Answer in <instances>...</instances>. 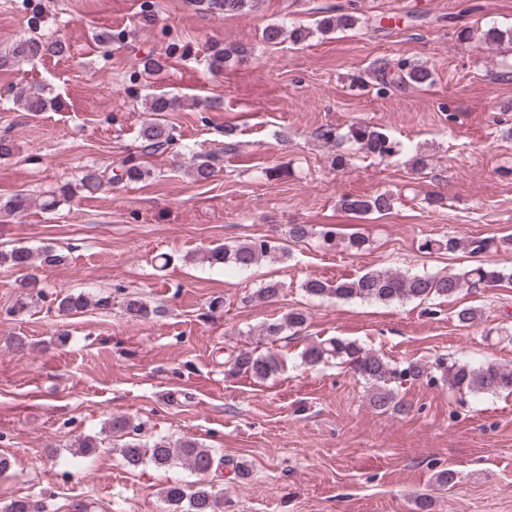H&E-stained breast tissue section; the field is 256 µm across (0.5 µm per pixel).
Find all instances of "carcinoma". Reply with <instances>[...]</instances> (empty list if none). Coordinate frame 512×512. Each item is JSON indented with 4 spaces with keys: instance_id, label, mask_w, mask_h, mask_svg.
Here are the masks:
<instances>
[{
    "instance_id": "obj_1",
    "label": "carcinoma",
    "mask_w": 512,
    "mask_h": 512,
    "mask_svg": "<svg viewBox=\"0 0 512 512\" xmlns=\"http://www.w3.org/2000/svg\"><path fill=\"white\" fill-rule=\"evenodd\" d=\"M208 10L216 15L244 13L255 10L260 0H206ZM359 23V17L353 12L342 11L325 15L317 22V30L326 34L337 29H351ZM312 31L304 26L286 29L279 22L266 25L261 32V40L266 44H279L288 37L295 44L305 42ZM65 45L60 42L43 43L35 38L21 37L5 54H0V68H7L20 61L32 60L46 54H62ZM211 68L220 72L224 63L231 59L245 58L249 50L244 46L225 47L213 42L208 45ZM378 93L382 94L391 86H424L433 83L432 71L419 64L402 60L396 64L380 58L372 67ZM18 106L25 112H45L56 107V99L49 98L44 91L36 87H20L14 95ZM179 106V100L167 94L153 96L147 103V111L160 114L170 112ZM317 137L335 148L333 164L337 168L348 167L359 152L364 156L380 160L390 159L403 151V145L368 123H354L344 134L331 129H323ZM177 139L175 129L160 121L148 120L140 129L141 153L162 154ZM219 164V156L196 155L192 159L190 173L199 183L209 181ZM150 176V169L144 167L137 158L129 155L118 166V172L111 174L95 165L86 166L75 182H68L59 188L60 195L74 198L80 193L93 194L105 185L139 182ZM400 197L389 191H381L373 196L360 197L344 195L340 198L341 210L355 215L387 214L394 209ZM31 206V200L23 195H15L5 201L0 200V212L9 215H21ZM316 236L329 248L336 246L334 227L324 224L317 230L308 224H291L288 229L290 242L299 244ZM425 254L439 251L455 253L464 251L472 256H482L490 252L512 251V235L499 238L444 235L440 238H426L418 246ZM289 253L273 241L258 237L233 245H219L202 253L201 260L209 266H222L224 271L234 273L246 270L265 258L283 260ZM61 261V255L51 246L33 249L28 246H14L0 249V268H12L25 272L19 282L21 291L15 297L8 313L21 316L28 312L32 304L43 298L44 291L39 286L37 270L42 266L55 265ZM503 281H512V270L492 264L480 263L462 268L456 272H430L409 275L397 269L369 270L353 278L327 280L318 277L308 278L302 285L311 297L349 301L359 299L381 303L400 301H429L448 298L462 289L478 290L493 288ZM282 291L281 283L270 281L257 289L251 298L272 301ZM99 309L112 307V295L89 294L84 292L60 291L52 299V309L57 316L64 318L78 314L88 307ZM125 314L137 320H149L160 314V307L152 306L141 298L127 297L124 300ZM459 326L471 328L482 322V311L475 306H463L454 312ZM307 316L300 309H292L281 317L267 321L260 326L258 336L271 343L276 342L287 332L299 333L305 329ZM338 359L356 375L371 385L370 406L380 412L403 413L407 406L398 398L391 386L396 379L418 380L428 374L426 365L411 362L400 369L384 355L363 347L354 340L331 337L310 344L301 355L302 363L314 367L325 360ZM282 369L279 354L271 349L259 352L255 349H240L231 358L230 371L249 375L263 382L278 374ZM443 376L448 387L461 395H512V367L493 360L478 366L468 362H453L443 367ZM110 436L125 439L120 453L125 464L138 468L149 461L157 468H166L176 462L197 473H207L213 469L215 453L195 440H185L177 445L161 436L144 442L139 438V428L132 425L125 416H115L108 424ZM164 504L170 512H217V500L212 493L199 487L187 490L180 484L167 486L163 493ZM0 512H43L39 501L27 497L13 499L0 507Z\"/></svg>"
}]
</instances>
